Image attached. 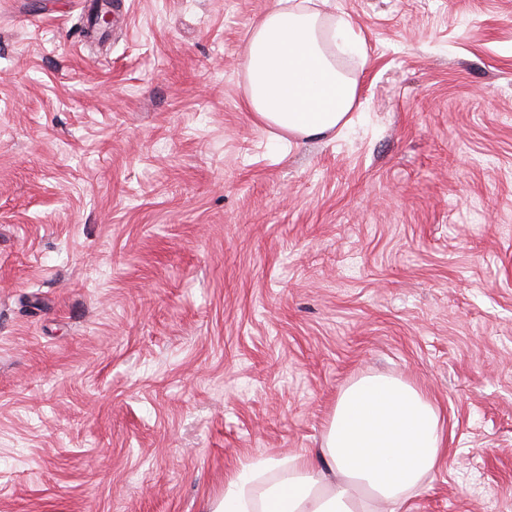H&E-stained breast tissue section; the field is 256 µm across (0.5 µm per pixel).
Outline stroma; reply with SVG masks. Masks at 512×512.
<instances>
[{"label":"stroma","mask_w":512,"mask_h":512,"mask_svg":"<svg viewBox=\"0 0 512 512\" xmlns=\"http://www.w3.org/2000/svg\"><path fill=\"white\" fill-rule=\"evenodd\" d=\"M0 0V512H208L404 377L403 512H512V0H329L342 134L245 108L274 0Z\"/></svg>","instance_id":"1"}]
</instances>
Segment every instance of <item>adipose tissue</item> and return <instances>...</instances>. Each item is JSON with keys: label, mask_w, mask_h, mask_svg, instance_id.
Masks as SVG:
<instances>
[{"label": "adipose tissue", "mask_w": 512, "mask_h": 512, "mask_svg": "<svg viewBox=\"0 0 512 512\" xmlns=\"http://www.w3.org/2000/svg\"><path fill=\"white\" fill-rule=\"evenodd\" d=\"M354 49L347 24L332 34L319 13L275 0L246 46V105L258 122L303 139L344 128L357 85L327 40ZM446 457L439 408L408 381L365 374L340 393L316 454L251 461L224 485L212 512H398ZM275 473L261 486L266 473Z\"/></svg>", "instance_id": "adipose-tissue-1"}]
</instances>
